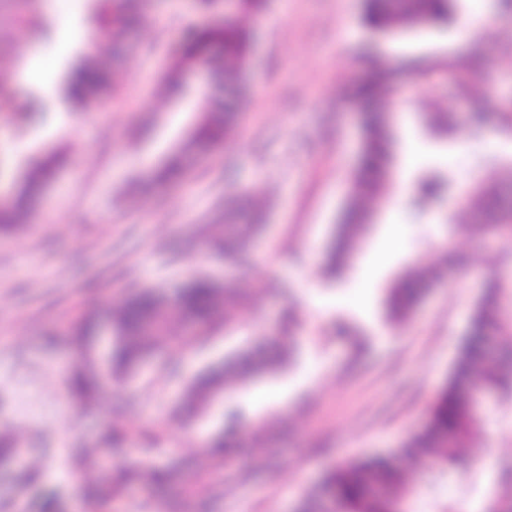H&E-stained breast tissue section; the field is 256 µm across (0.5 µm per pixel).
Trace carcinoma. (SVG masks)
Listing matches in <instances>:
<instances>
[{"mask_svg":"<svg viewBox=\"0 0 512 512\" xmlns=\"http://www.w3.org/2000/svg\"><path fill=\"white\" fill-rule=\"evenodd\" d=\"M235 11L224 16L216 26L188 32L166 77V90L175 96L184 90L187 73L200 61L210 68L216 85L237 91L243 98L248 93L246 70L249 37L239 24V15L247 14L255 21L263 20L266 0H237ZM454 0H364L362 21L380 33L398 32L435 26L448 20ZM146 18L145 0H100L98 25L102 35L85 45L81 63L67 74V102L78 111L92 112L108 94L112 85V54L105 47L120 48L128 29ZM481 58L453 62L460 72V89L471 90L472 77ZM358 82L346 89V94L376 106L367 112L361 123L360 161L352 174L349 196L342 209L331 239L324 249V270L331 278L339 277L354 257V241L363 236L372 223L376 209L387 192V174L393 161V132L388 106L402 85L415 86L421 73H408L390 62L372 61L361 64ZM201 120L191 138L170 152L154 173L158 181L176 178L184 173L186 157L199 143L220 139L232 129L235 113L219 100L199 106ZM429 127L440 137L455 133L453 114L431 112ZM59 161L55 153L35 164L26 165L22 179L10 180L13 192L0 207V230L8 232L23 223L43 181ZM476 193L462 209V219L488 232L512 230V206L506 197L512 193V166L499 175L474 177ZM444 182L420 180L414 184L421 201L438 196ZM251 190L240 189L224 197V235L204 240L206 250L226 260L247 259L248 243L264 229V214L251 209L244 214L240 200ZM441 265L425 270L419 261L409 263L403 275L395 279L387 292L386 305L390 321L400 324L409 319L430 287L439 280L448 262L458 260L452 245L441 248ZM236 298L229 287L204 277L194 276L181 289L165 294L143 285L128 294L123 305L112 316L115 345L112 365L122 373L135 370L164 344L180 339L182 328L192 326L196 336H206L220 323H229L226 305ZM512 302V291L499 282L491 283L474 313L471 335L460 346L452 365L448 384L429 404V420L423 430L411 436L402 447L387 457L348 462L336 469L325 486L306 496L297 512H457L454 502L440 497V488L448 474L460 462L459 448L467 440L482 436L481 419L476 413L470 391L478 386L484 392L512 401V350L500 348L490 353L483 336L491 330L512 331V323L502 317L503 304ZM291 349L278 344L269 352L241 348L225 361L224 372L213 373L195 380L186 408L195 407V400L212 396L227 388L229 379L247 381L285 361ZM99 381L89 368L68 375L66 385L83 406L91 404ZM427 462V471L412 484L405 482L397 458ZM176 468L156 471L121 468L107 473L87 486L84 500L92 507L111 502L128 485L141 479L157 484H172L180 480ZM333 492L331 504H326L327 491ZM476 512H512V459L502 461L494 474L493 490L480 503Z\"/></svg>","mask_w":512,"mask_h":512,"instance_id":"cac0c4a2","label":"carcinoma"}]
</instances>
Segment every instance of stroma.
Here are the masks:
<instances>
[{
  "label": "stroma",
  "mask_w": 512,
  "mask_h": 512,
  "mask_svg": "<svg viewBox=\"0 0 512 512\" xmlns=\"http://www.w3.org/2000/svg\"><path fill=\"white\" fill-rule=\"evenodd\" d=\"M363 0H269L255 28L250 93L222 142L207 146L175 181L151 175L199 120L185 100L169 98L165 76L188 30L207 27L223 6L198 0H151L148 25L130 29L114 88L95 114L56 101L41 121L23 120L42 88L21 79L40 51L46 80L60 81L78 47L56 39L60 22L90 19L93 0H0V70L13 84L0 91V151L17 166L47 153L61 156L44 182L29 223L0 234V512H37L54 492L65 512H87L83 488L98 479L77 463L76 448L102 449L116 467L162 470L174 460L190 467L171 488L135 484L110 512H156L161 501L178 512H295L340 464L386 454L424 428L431 399L448 381L461 339L487 284L512 287V237L481 234L459 219L475 174L512 166V127L500 112L512 106V0H456L446 24L406 35H383L362 20ZM39 15L45 39L34 42L22 16ZM477 26L485 55L469 96H461L448 63L471 49L464 33ZM372 48L381 59L434 62L404 103H392L395 145L389 189L358 257L375 251L388 225L401 247L366 271L351 263L329 280L323 248L359 162L361 124L342 89L361 73ZM441 139L428 130L430 112L468 117ZM447 173L453 188L428 208L410 204V182ZM253 187L266 228L247 264L231 265L199 243L223 234L218 216L230 187ZM452 239L467 257L449 268L407 323L388 322L385 292L417 260L438 264L439 241ZM204 274L251 291L250 305L230 310L229 328L144 362L125 376L112 366L113 341L103 322L133 287L174 290ZM96 310L102 322L84 347L67 324ZM288 332L295 356L258 378L198 404L182 405L190 384L232 352ZM91 367L100 382L92 412L69 396V371ZM248 424L246 437L225 449L220 466L206 464L202 438L224 432L228 412ZM483 446L477 470L450 474L442 497L475 512L498 463L512 458V404L489 396L478 406ZM126 431L105 447L112 428Z\"/></svg>",
  "instance_id": "35a3bbf8"
}]
</instances>
